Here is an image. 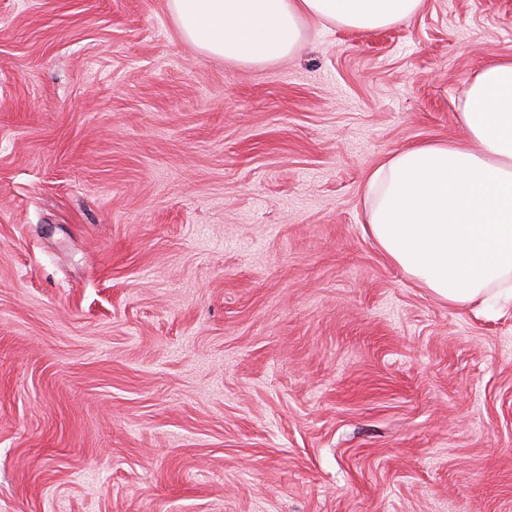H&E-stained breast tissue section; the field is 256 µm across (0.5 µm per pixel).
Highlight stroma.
<instances>
[{"label":"stroma","instance_id":"obj_1","mask_svg":"<svg viewBox=\"0 0 512 512\" xmlns=\"http://www.w3.org/2000/svg\"><path fill=\"white\" fill-rule=\"evenodd\" d=\"M512 0L244 65L168 0H0V512H512V307L365 234Z\"/></svg>","mask_w":512,"mask_h":512}]
</instances>
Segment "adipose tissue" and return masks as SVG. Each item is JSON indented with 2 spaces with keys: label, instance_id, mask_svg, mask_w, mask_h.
Here are the masks:
<instances>
[{
  "label": "adipose tissue",
  "instance_id": "adipose-tissue-1",
  "mask_svg": "<svg viewBox=\"0 0 512 512\" xmlns=\"http://www.w3.org/2000/svg\"><path fill=\"white\" fill-rule=\"evenodd\" d=\"M424 0H168L182 39L253 65L293 55L306 26L373 32ZM459 140L421 142L367 175L369 235L406 276L454 305L512 298V58L466 82Z\"/></svg>",
  "mask_w": 512,
  "mask_h": 512
}]
</instances>
